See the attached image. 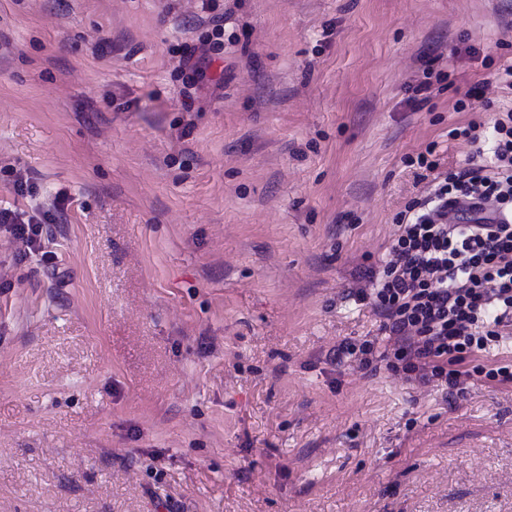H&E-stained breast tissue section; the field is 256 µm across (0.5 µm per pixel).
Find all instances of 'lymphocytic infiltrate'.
<instances>
[{
	"mask_svg": "<svg viewBox=\"0 0 512 512\" xmlns=\"http://www.w3.org/2000/svg\"><path fill=\"white\" fill-rule=\"evenodd\" d=\"M449 139H466L471 162L434 175L431 191L413 202L399 224L382 269L360 271L358 299H371L392 342L389 367L411 380L445 383L462 393L468 380L512 384V361L488 360L512 338V107L492 126L455 127Z\"/></svg>",
	"mask_w": 512,
	"mask_h": 512,
	"instance_id": "lymphocytic-infiltrate-1",
	"label": "lymphocytic infiltrate"
}]
</instances>
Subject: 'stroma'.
Here are the masks:
<instances>
[{
  "instance_id": "obj_1",
  "label": "stroma",
  "mask_w": 512,
  "mask_h": 512,
  "mask_svg": "<svg viewBox=\"0 0 512 512\" xmlns=\"http://www.w3.org/2000/svg\"><path fill=\"white\" fill-rule=\"evenodd\" d=\"M510 65L512 0H0V512H512V385L339 353ZM25 213L19 214L10 209H0V224L9 225L12 232L22 241L29 251L36 249V243L41 233V224L52 221V215L49 212L30 215L26 221Z\"/></svg>"
}]
</instances>
